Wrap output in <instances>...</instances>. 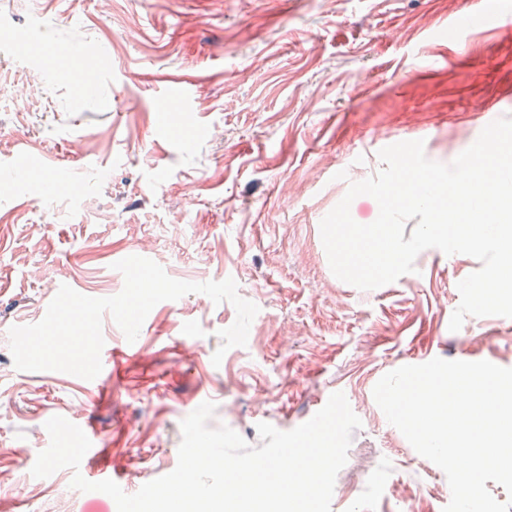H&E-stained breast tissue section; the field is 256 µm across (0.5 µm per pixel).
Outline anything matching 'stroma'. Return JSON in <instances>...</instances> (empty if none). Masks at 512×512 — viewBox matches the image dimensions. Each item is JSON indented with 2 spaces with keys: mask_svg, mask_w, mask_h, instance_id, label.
Returning <instances> with one entry per match:
<instances>
[{
  "mask_svg": "<svg viewBox=\"0 0 512 512\" xmlns=\"http://www.w3.org/2000/svg\"><path fill=\"white\" fill-rule=\"evenodd\" d=\"M490 25L458 37L456 21ZM0 512H117L30 470L62 416L94 436L83 458L126 493L174 470L181 422L260 445L343 392L362 426L331 512H443V471L389 424L373 396L386 373L439 357L512 368V318L448 328L475 258L422 251L415 272L373 290L336 278L320 222L380 149L423 140L430 160L470 147L494 103L512 113V0H0ZM70 47L45 69L49 45ZM43 78L30 100V74ZM181 141L156 135L159 124ZM137 255L173 278H233L255 303L246 346L219 330L236 313L202 294L157 304L135 342L104 315V352L126 368L106 394L57 371L17 370L8 330L40 321L61 285L124 286Z\"/></svg>",
  "mask_w": 512,
  "mask_h": 512,
  "instance_id": "35a3bbf8",
  "label": "stroma"
}]
</instances>
